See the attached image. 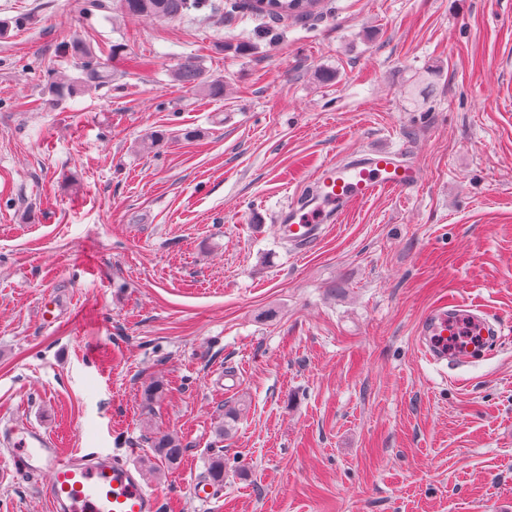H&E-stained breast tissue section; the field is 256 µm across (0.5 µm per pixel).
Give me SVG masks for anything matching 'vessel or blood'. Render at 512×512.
Listing matches in <instances>:
<instances>
[{
	"label": "vessel or blood",
	"instance_id": "1",
	"mask_svg": "<svg viewBox=\"0 0 512 512\" xmlns=\"http://www.w3.org/2000/svg\"><path fill=\"white\" fill-rule=\"evenodd\" d=\"M417 169L390 150H369L348 162L319 167L309 199L289 205L280 220L294 244L309 247L320 238L323 223L340 221L346 208L381 191L412 189ZM481 323L484 336L496 330L484 321L476 305L451 301L432 310L421 322V350L433 365L468 363L469 355L450 349L448 338L458 321ZM10 442L19 447L14 460L16 474L47 475L46 494L52 512H158V497L149 491L128 462L109 454L96 456L63 452L58 443L32 426L12 430Z\"/></svg>",
	"mask_w": 512,
	"mask_h": 512
}]
</instances>
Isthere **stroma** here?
Instances as JSON below:
<instances>
[{
    "instance_id": "obj_1",
    "label": "stroma",
    "mask_w": 512,
    "mask_h": 512,
    "mask_svg": "<svg viewBox=\"0 0 512 512\" xmlns=\"http://www.w3.org/2000/svg\"><path fill=\"white\" fill-rule=\"evenodd\" d=\"M72 40L150 64L48 103L53 71L84 78ZM187 57L223 97L175 80ZM372 148L417 187L295 251L282 208ZM451 299L501 327L458 369L419 353ZM22 425L129 459L159 512H512V0H322L297 22L0 0V512H50L45 476L11 472ZM153 448H156L159 456L168 466L179 463L182 456V446L180 440L172 434H163L155 437Z\"/></svg>"
}]
</instances>
